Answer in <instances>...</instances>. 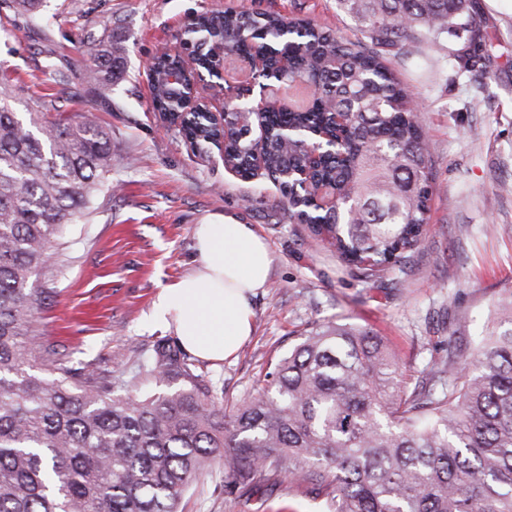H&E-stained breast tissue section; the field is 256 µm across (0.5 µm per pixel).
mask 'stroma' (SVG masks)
Listing matches in <instances>:
<instances>
[{
    "instance_id": "stroma-1",
    "label": "stroma",
    "mask_w": 512,
    "mask_h": 512,
    "mask_svg": "<svg viewBox=\"0 0 512 512\" xmlns=\"http://www.w3.org/2000/svg\"><path fill=\"white\" fill-rule=\"evenodd\" d=\"M477 19L494 45L482 83L448 59L447 44L392 58L410 86L431 144L430 219L407 266L382 285L341 265L328 242L288 221V203L267 178L249 182L227 170L218 151L196 152L151 103L146 67L174 44L184 21L206 11H274L309 18L338 37L362 39L361 22L339 0H49L51 26L0 14V74L10 78L16 111L51 98L62 115L92 111L112 134L111 191L68 225L52 249L58 269L44 283L33 327L44 346L77 371L127 377L166 329L146 315L161 285L197 265L193 228L232 213L251 224L272 255L269 286L254 300L253 333L237 355L201 369L233 409L267 387L272 363L316 325L369 329L397 355L403 380L448 344L474 352L492 328L512 324L498 310L512 295V0H478ZM111 33L118 77L107 91L83 79L87 35ZM61 62L67 85L45 74ZM181 512H327L289 483L252 497L224 493L213 463L180 503Z\"/></svg>"
}]
</instances>
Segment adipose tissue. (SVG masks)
Segmentation results:
<instances>
[{
	"label": "adipose tissue",
	"mask_w": 512,
	"mask_h": 512,
	"mask_svg": "<svg viewBox=\"0 0 512 512\" xmlns=\"http://www.w3.org/2000/svg\"><path fill=\"white\" fill-rule=\"evenodd\" d=\"M198 263L186 278L161 286L150 321L172 330L194 356L221 361L252 332L253 300L268 286L272 258L265 241L236 216L194 230Z\"/></svg>",
	"instance_id": "obj_1"
}]
</instances>
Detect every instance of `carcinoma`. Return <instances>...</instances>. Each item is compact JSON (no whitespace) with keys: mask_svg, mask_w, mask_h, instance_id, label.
Instances as JSON below:
<instances>
[{"mask_svg":"<svg viewBox=\"0 0 512 512\" xmlns=\"http://www.w3.org/2000/svg\"><path fill=\"white\" fill-rule=\"evenodd\" d=\"M362 22L367 42H343L307 20L266 11L202 13L183 33L201 69L217 27L231 50L285 63L283 82L311 89L303 105L266 117L265 174L288 198V221L326 235L339 257L379 280L407 258L428 221L430 152L406 87L385 53L438 45L462 73L481 69L491 44L476 0H339ZM43 0H0V11L38 17ZM83 79L109 88L112 42L92 39ZM184 88L161 82L154 109L171 112ZM319 129L342 154L316 163L336 190L323 209L315 189L282 174L312 159L283 144L285 126ZM197 143L216 131L186 129ZM248 128L224 143V164L250 180ZM112 171L107 129L87 113L48 118L42 103L13 112L0 88V512H178L212 463L224 493L248 497L283 478L329 512H512V328L492 329L474 356L453 344L408 391L399 364L371 331L327 323L280 359L270 393L229 416L215 387L178 346L159 339L125 386L94 368L73 373L50 357L33 329L54 276L47 252L89 214ZM61 373L50 378L43 371Z\"/></svg>","mask_w":512,"mask_h":512,"instance_id":"carcinoma-1","label":"carcinoma"}]
</instances>
